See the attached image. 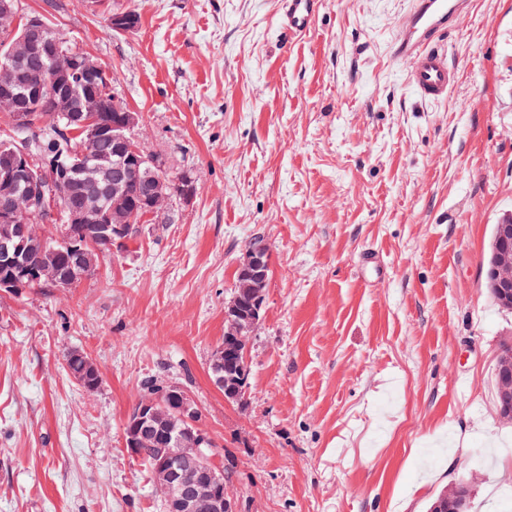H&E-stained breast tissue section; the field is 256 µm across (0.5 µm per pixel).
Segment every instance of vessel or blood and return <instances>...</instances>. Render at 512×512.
Returning <instances> with one entry per match:
<instances>
[{"label": "vessel or blood", "mask_w": 512, "mask_h": 512, "mask_svg": "<svg viewBox=\"0 0 512 512\" xmlns=\"http://www.w3.org/2000/svg\"><path fill=\"white\" fill-rule=\"evenodd\" d=\"M318 3L319 0H280L282 26L288 37L297 38L309 31ZM467 5L468 0H412L404 25L393 41L397 56L412 59L409 83L424 100L447 99L454 84L448 53L438 39L453 28Z\"/></svg>", "instance_id": "obj_1"}]
</instances>
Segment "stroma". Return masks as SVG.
<instances>
[{
    "label": "stroma",
    "mask_w": 512,
    "mask_h": 512,
    "mask_svg": "<svg viewBox=\"0 0 512 512\" xmlns=\"http://www.w3.org/2000/svg\"><path fill=\"white\" fill-rule=\"evenodd\" d=\"M409 2L321 0L288 41L279 0H20L109 66L196 195L74 288L0 290V512H163L123 442L148 378L195 399L239 512H427L455 484L471 512L512 507L494 377L512 310L486 280L512 213V0H470L437 104L391 53ZM127 9L138 28L107 34ZM257 236L270 275L231 403L211 360Z\"/></svg>",
    "instance_id": "stroma-1"
}]
</instances>
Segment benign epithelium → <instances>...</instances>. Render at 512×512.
Instances as JSON below:
<instances>
[{
    "label": "benign epithelium",
    "instance_id": "obj_1",
    "mask_svg": "<svg viewBox=\"0 0 512 512\" xmlns=\"http://www.w3.org/2000/svg\"><path fill=\"white\" fill-rule=\"evenodd\" d=\"M137 14L122 11L112 15V28L127 32L137 27ZM0 26L13 36L6 60L0 63V110L14 117V128L33 138L43 129L36 116L43 85L26 81L24 63L39 55L53 59L52 82L56 88L72 85L87 72L105 73L102 63L93 56L61 50L52 28L39 17L23 21L19 17V0H0ZM112 94L118 112L112 126L99 123L101 99ZM123 98L117 86H104L79 98L60 95L56 107L55 130L65 138L81 133L86 144L112 137V165L83 166V183L89 192L78 203L70 199L68 169L61 154L52 157L35 155L17 144L10 135L0 145V288L10 291L31 281H44L53 288H68L83 279L92 267L83 261L86 246L96 242L109 248H121L134 231L130 215L139 211L143 219L158 221L167 208L170 194L165 169L157 157L141 147L136 131L142 116L121 107ZM54 178L53 191L46 197L41 191L46 174ZM145 185L136 204H131L133 184ZM44 224H90L92 233L81 240L63 242L73 274L29 261L25 243L33 236L32 215ZM269 253L262 246L250 244L236 266L242 277L265 280ZM488 287L504 308L512 310V217L494 225L491 256L487 271ZM265 292L251 299V313L239 309L234 295L224 306V320L229 334L243 349L240 371L249 373L248 352L251 333L259 321ZM495 395L499 415L512 421V350L502 352L495 369ZM125 444L135 457L145 449L157 448L151 473L164 512H237L238 502L224 478V469L215 462L214 441L199 425V409L191 395L174 384L155 386L152 397L140 401L128 416L124 428ZM467 489L456 487L448 492L447 512H466Z\"/></svg>",
    "mask_w": 512,
    "mask_h": 512
}]
</instances>
